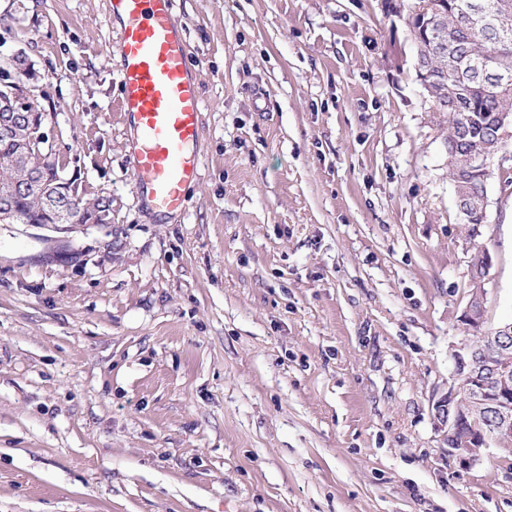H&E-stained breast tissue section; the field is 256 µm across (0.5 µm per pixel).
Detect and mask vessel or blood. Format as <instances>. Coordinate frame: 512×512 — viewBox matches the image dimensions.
Wrapping results in <instances>:
<instances>
[{
	"instance_id": "b4317fda",
	"label": "vessel or blood",
	"mask_w": 512,
	"mask_h": 512,
	"mask_svg": "<svg viewBox=\"0 0 512 512\" xmlns=\"http://www.w3.org/2000/svg\"><path fill=\"white\" fill-rule=\"evenodd\" d=\"M106 20L117 28L132 188L151 212L181 215L201 175L199 66L173 0H107Z\"/></svg>"
}]
</instances>
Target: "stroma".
<instances>
[{"label":"stroma","instance_id":"obj_1","mask_svg":"<svg viewBox=\"0 0 512 512\" xmlns=\"http://www.w3.org/2000/svg\"><path fill=\"white\" fill-rule=\"evenodd\" d=\"M413 0H173L201 69L178 218L132 190L105 0H0L52 160L110 225L0 224V512H512L431 416L476 246L512 318V185L462 225Z\"/></svg>","mask_w":512,"mask_h":512}]
</instances>
